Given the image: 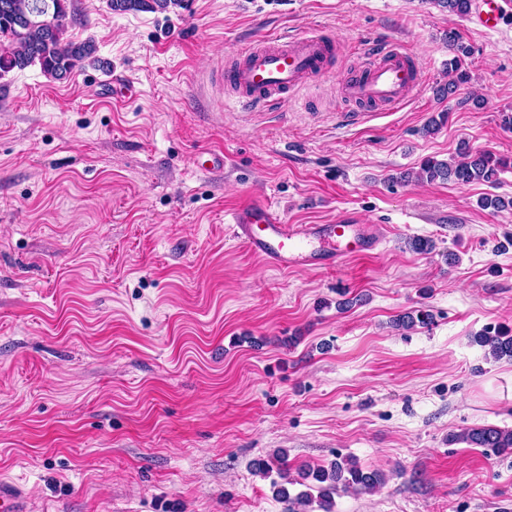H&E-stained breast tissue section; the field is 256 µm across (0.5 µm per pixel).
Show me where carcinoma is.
Masks as SVG:
<instances>
[{
	"label": "carcinoma",
	"mask_w": 512,
	"mask_h": 512,
	"mask_svg": "<svg viewBox=\"0 0 512 512\" xmlns=\"http://www.w3.org/2000/svg\"><path fill=\"white\" fill-rule=\"evenodd\" d=\"M72 0H0V72L22 70L34 63L44 73L63 79L81 67L96 52L91 41L74 42L67 36L68 28L77 23L70 10ZM433 4L450 14L464 16L471 9V0H433ZM182 5V0H109L113 11H167ZM462 159L450 163L428 158L420 164L418 178L428 182L442 181L467 185L483 182L491 186L500 183L504 162L491 152L473 153L464 147ZM433 321L431 311L421 307L400 316L394 322L398 329L426 327ZM475 342L489 348L496 360L512 361V333L475 337ZM470 446L483 448L495 455L512 449V429L492 425L468 428L453 437ZM281 482H273L275 498L291 504L308 506L317 503L322 512H331L333 497L340 491L366 493L386 484V475L365 469L350 458H336L328 466L301 469L298 477L280 474ZM300 485L306 490L291 495L289 486Z\"/></svg>",
	"instance_id": "obj_1"
}]
</instances>
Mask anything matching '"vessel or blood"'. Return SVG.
I'll use <instances>...</instances> for the list:
<instances>
[{"label":"vessel or blood","mask_w":512,"mask_h":512,"mask_svg":"<svg viewBox=\"0 0 512 512\" xmlns=\"http://www.w3.org/2000/svg\"><path fill=\"white\" fill-rule=\"evenodd\" d=\"M505 4L506 0H483L478 25L488 31L498 30ZM335 50V42L321 34L279 35L240 49L239 62L228 65L224 80L239 105L264 106L323 76ZM362 57L358 74L340 86L342 96L357 108L394 109L423 85L414 60L396 45L373 46L365 49ZM228 230L233 240L267 267L284 274L338 268L352 259L372 257L384 239L380 225L357 223L348 214L332 224L288 223L260 197L246 198L231 212ZM0 512H31L23 490L1 479Z\"/></svg>","instance_id":"1"}]
</instances>
